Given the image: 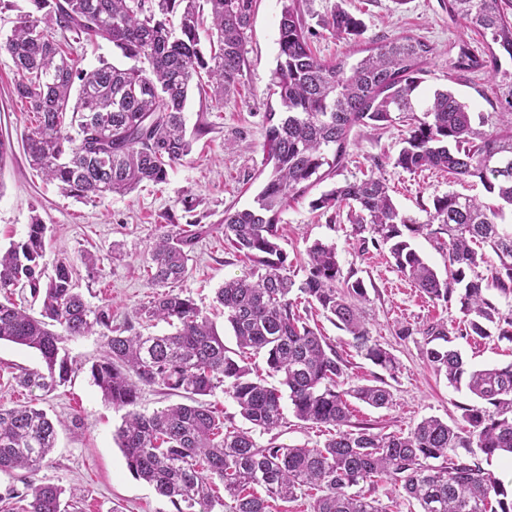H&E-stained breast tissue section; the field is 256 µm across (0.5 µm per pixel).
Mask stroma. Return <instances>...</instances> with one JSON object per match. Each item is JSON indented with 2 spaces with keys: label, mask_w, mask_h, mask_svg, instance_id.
<instances>
[{
  "label": "stroma",
  "mask_w": 512,
  "mask_h": 512,
  "mask_svg": "<svg viewBox=\"0 0 512 512\" xmlns=\"http://www.w3.org/2000/svg\"><path fill=\"white\" fill-rule=\"evenodd\" d=\"M360 19L365 38L412 35L434 46L424 86L452 88L474 111H489L492 87L483 77L448 79V58L459 39H472L463 22L451 20L441 0H308L306 22L312 32L314 51L323 58H344L355 53L354 41L332 37L324 19L335 5ZM280 0H257L246 45L244 77L223 102L191 93L185 111L187 128L206 123L210 133L198 138L191 153L171 171L167 183H144L125 196L97 202H79L63 196L57 186L32 169L23 148L32 114L13 94L16 79L8 54L0 53V137L12 146L0 162V247H8L26 233L32 215H40L48 226L44 264L61 259L74 267L73 277L85 300L93 306L109 305L114 324L132 318L135 309L148 303L154 290L147 280L148 253L159 232L163 216L181 212L180 201L192 196L199 202L195 218L217 224L226 209L251 205L263 178L265 124L263 115L276 106L271 73L278 52ZM402 131L391 128L378 137L352 135L348 157L334 178L312 186L305 196L291 201L280 216V246L297 277H304L307 250L314 242L335 245L343 272L356 273L368 291L366 326L374 340L397 360L394 373H386L365 359L349 344L346 333L322 312L310 315V323L326 336L348 364L345 386L384 379L392 393L389 408L375 409L353 402L355 421L372 424L383 432H409L425 417H436L450 426L462 423L460 404L472 402L467 390H455L445 376L437 374L423 357L422 328L461 317L457 300L434 302L424 297L394 264L388 251L362 248L346 216L337 217L312 210L310 202L336 184L363 178L377 171L390 187L402 212L426 220L434 196L454 190L484 196L481 185L452 184L447 174L429 171L408 173L395 168L393 159L401 144ZM96 258L94 269L81 261L83 253ZM250 262L224 247V236L215 232L202 238L188 263L180 290L195 300L215 323L227 348H235L233 332L224 321L215 291L224 280L249 273ZM414 330L398 336L400 326ZM464 359L475 368L512 362V342L490 336L455 341ZM66 347L73 360L70 381L40 400H33L19 387L22 369L41 367L39 354L11 342L0 343V405L11 407L35 402L58 422V441L53 453L35 476L36 482L81 489V512H174L172 504L159 496L128 469L113 434L122 414L104 402L92 384L88 368L100 358L104 347L98 337L86 336ZM326 428L298 420L286 413L273 435H261L260 444L312 448L323 444Z\"/></svg>",
  "instance_id": "stroma-1"
}]
</instances>
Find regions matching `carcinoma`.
<instances>
[{"instance_id":"carcinoma-1","label":"carcinoma","mask_w":512,"mask_h":512,"mask_svg":"<svg viewBox=\"0 0 512 512\" xmlns=\"http://www.w3.org/2000/svg\"><path fill=\"white\" fill-rule=\"evenodd\" d=\"M0 52L18 78L14 94L28 104L35 123L25 138L33 169L77 200L125 195L139 184L165 183L169 171L208 132H188L184 116L192 86H212L218 101L241 83L245 46L257 0H29ZM452 20L481 37L479 52L457 43L450 75L480 74L493 85L494 111L475 112L448 89L422 91V75L435 48L401 35L371 41L356 63L323 59L313 50L304 0H280L278 54L271 74L279 108L265 113V165L270 167L249 208L225 213L224 245L252 263L250 273L216 290L241 350L262 353L266 375L235 359L213 321L177 290L190 254L213 225L179 227L164 216L150 249L149 281L157 288L136 320L164 322L171 331L143 335L128 321L112 325L107 306H90L77 290L72 267L42 264L47 225L35 215L26 234L0 252V293L29 289L40 317L10 299L0 301V341L34 349L40 369H24L17 385L44 395L74 372L65 342L98 336L105 354L90 367L105 402L126 413L115 437L129 470L153 486L175 512H267L268 500H313L312 512H383L377 501L352 488L385 480L417 502L420 512H512V496L481 462L459 449L475 444L487 457L512 454V362L473 369L461 352L432 346L428 364L474 403L461 404L466 427L436 417L422 419L406 435L372 431L351 422L350 399L372 408L392 404L386 383L341 388L346 361L309 324L315 305L350 337L366 359L392 372L395 357L369 335L361 304L364 281L342 274L336 247L315 242L308 249L305 278L296 282L278 244L280 215L316 183L336 175L348 155L351 134L366 136L405 127L394 167L434 170L448 178L478 180L491 200L450 191L433 198L424 222L400 211L385 180L375 174L345 181L310 202L314 210L348 208V221L362 244L388 249L397 269L431 300L448 301L455 286L462 317L457 327L437 322L423 329L430 340L498 335L512 341V316H503L490 292L512 297V0H443ZM331 35L360 41L362 22L340 6L324 20ZM73 41L112 44L133 65L99 61L77 66L53 32ZM448 235V277L443 279L412 247L410 238ZM488 246L489 259L481 251ZM486 265L481 276L475 268ZM280 377L281 388L266 377ZM153 388L182 401L146 414L140 392ZM222 391L253 428L271 433L284 420L283 398L301 421L332 427L324 443L299 448L269 442L252 432L228 430L205 397ZM57 431L33 405L0 406V474L20 477L0 495V512H78L80 497L32 476L55 448ZM224 494H219L218 489Z\"/></svg>"}]
</instances>
